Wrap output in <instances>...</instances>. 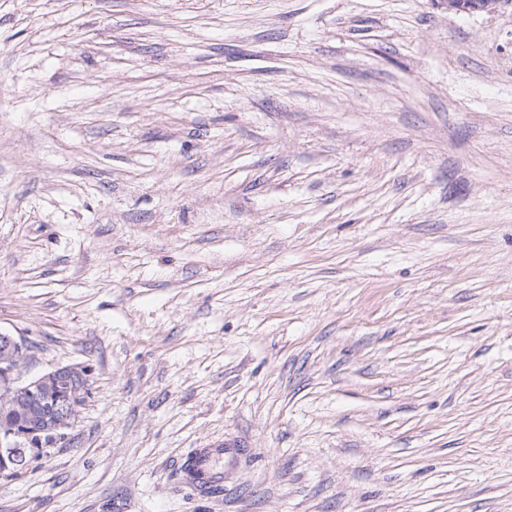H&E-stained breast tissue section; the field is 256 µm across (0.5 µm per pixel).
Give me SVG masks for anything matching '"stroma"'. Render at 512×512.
Returning a JSON list of instances; mask_svg holds the SVG:
<instances>
[{
    "instance_id": "1",
    "label": "stroma",
    "mask_w": 512,
    "mask_h": 512,
    "mask_svg": "<svg viewBox=\"0 0 512 512\" xmlns=\"http://www.w3.org/2000/svg\"><path fill=\"white\" fill-rule=\"evenodd\" d=\"M0 330V512H512V0H0ZM27 347L22 337L0 330L1 476L17 475L45 442L65 440L90 394L87 366L55 365L30 374ZM235 455V448H224V445L215 448H195L184 467L188 482L201 490L221 488L224 476L215 468L214 463L216 459L225 457L230 460Z\"/></svg>"
}]
</instances>
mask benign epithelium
<instances>
[{
  "instance_id": "1",
  "label": "benign epithelium",
  "mask_w": 512,
  "mask_h": 512,
  "mask_svg": "<svg viewBox=\"0 0 512 512\" xmlns=\"http://www.w3.org/2000/svg\"><path fill=\"white\" fill-rule=\"evenodd\" d=\"M448 11L495 8L499 0H444ZM27 342L0 331V475L10 476L35 459L43 444L64 440L89 394L85 365H55L31 374Z\"/></svg>"
}]
</instances>
